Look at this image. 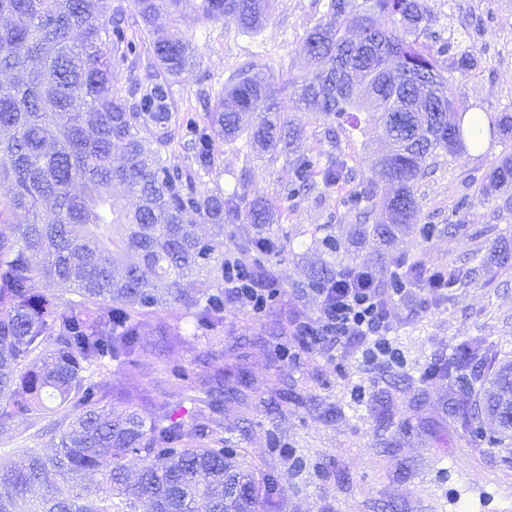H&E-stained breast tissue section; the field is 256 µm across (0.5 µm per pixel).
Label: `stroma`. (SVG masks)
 I'll return each instance as SVG.
<instances>
[{
	"mask_svg": "<svg viewBox=\"0 0 512 512\" xmlns=\"http://www.w3.org/2000/svg\"><path fill=\"white\" fill-rule=\"evenodd\" d=\"M328 0H271L270 19L245 31L230 17L194 15L161 19L165 32L185 40L196 58L195 81L175 86L183 112L203 118L201 93L217 95L242 69L269 80L272 97L289 105L285 80L298 72L303 38L325 12ZM431 28L460 43L479 61L476 75L454 74L457 99L491 113H512V0H428ZM304 134V148L321 155L344 153L357 181L375 180L372 163L384 145L375 137L329 139L330 119L319 112L291 113ZM215 177L226 191L276 205L272 229L288 254L272 269L277 293L252 313L224 300V366L244 367L248 406L229 402L215 427L230 438L242 468L279 479L283 512H501L498 483L512 480V439L496 444L490 421L462 426L451 405L475 406L490 369L512 361V266L485 270L495 252L512 251V188L488 189V175L512 139L492 138L481 152H438L416 184L417 222L397 232L382 251L359 235L350 184L316 187L307 197H286L285 158L246 157L216 142ZM336 241L328 250L325 236ZM427 270L452 269L457 281L436 296L414 289L387 304L394 347L402 364L364 363L352 347L332 342L303 345L299 325L315 317L316 300L301 297L313 270L330 265L344 272L357 264L374 268L381 287L400 260ZM281 323L288 334L265 341ZM478 346L467 367L447 373L458 346ZM211 339L187 336L184 345L143 352L135 368L112 371L113 388H147L150 407L175 401L185 381L171 376L210 349ZM437 374L425 377L427 367ZM294 383L297 399L271 409L278 380Z\"/></svg>",
	"mask_w": 512,
	"mask_h": 512,
	"instance_id": "35a3bbf8",
	"label": "stroma"
}]
</instances>
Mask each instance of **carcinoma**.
<instances>
[{
  "label": "carcinoma",
  "instance_id": "carcinoma-1",
  "mask_svg": "<svg viewBox=\"0 0 512 512\" xmlns=\"http://www.w3.org/2000/svg\"><path fill=\"white\" fill-rule=\"evenodd\" d=\"M140 18L130 34L123 10L104 15V0H0V443L15 441L17 426L46 400L57 402L66 430L56 449L17 448V470L0 472V512H281L278 480L256 478L233 460L224 438L212 437L208 419L224 402L245 400L244 373L224 372V350L208 352L210 372L149 419L136 410H108L114 392L108 374L128 369L143 349L183 340L181 326L157 317L168 304L184 307L192 335L224 330V225L242 224L237 249L254 253L257 280L273 283L267 264L286 249L266 226L272 206L201 187L219 166L213 145L243 142L259 155L289 157L288 197L321 182L329 188L353 179L342 155L325 163L301 151L303 134L287 111L266 95L260 72L239 74L209 104L206 123L178 112L172 87L194 79L195 63L179 39L158 35L161 15L220 20L233 17L244 30L268 20L269 0H133ZM425 0H329L302 41L308 70L288 78L293 107L321 112L350 137L379 134L391 151L374 167L394 191L380 198L387 223L360 213L361 235L384 243L417 213L415 186L426 160L454 141L480 143L512 132V117L486 113L487 129L464 128L471 106L453 95L441 57L461 74L477 70L474 54L430 31ZM431 38L438 46L426 43ZM149 44L153 69L146 84L127 91L114 85L116 64ZM455 113L449 125L444 112ZM191 151L190 164L171 162L175 139ZM123 156L112 158L116 144ZM495 187L512 183V156L489 175ZM377 198L373 182L360 184L351 201ZM200 223L218 230L212 238ZM257 230L252 233L246 229ZM44 263L36 268L31 254ZM201 276L211 288L192 295L183 281ZM44 289L34 291L35 278ZM512 397V363L494 367L482 408L451 411L462 425L484 413L501 438H512V420L499 404ZM211 438V444L197 440ZM141 462L135 481L124 460ZM100 473L107 491L85 483Z\"/></svg>",
  "mask_w": 512,
  "mask_h": 512
}]
</instances>
